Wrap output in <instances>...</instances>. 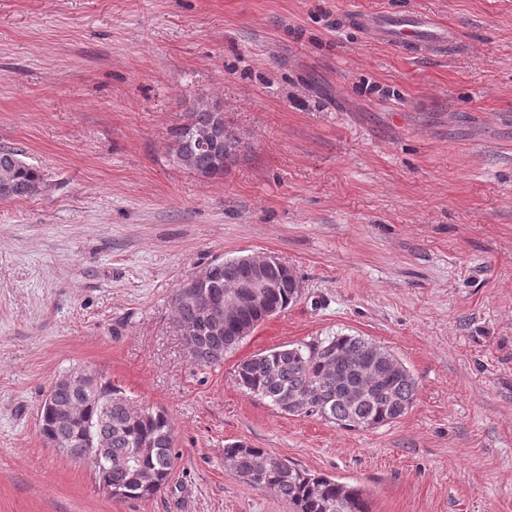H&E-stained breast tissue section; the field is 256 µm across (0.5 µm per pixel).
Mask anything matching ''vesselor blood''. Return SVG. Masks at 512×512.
I'll list each match as a JSON object with an SVG mask.
<instances>
[{
  "instance_id": "1",
  "label": "vessel or blood",
  "mask_w": 512,
  "mask_h": 512,
  "mask_svg": "<svg viewBox=\"0 0 512 512\" xmlns=\"http://www.w3.org/2000/svg\"><path fill=\"white\" fill-rule=\"evenodd\" d=\"M339 29L368 32L379 42L406 53L426 55L452 48L455 31L431 15L394 5L375 13L354 12L340 15Z\"/></svg>"
}]
</instances>
